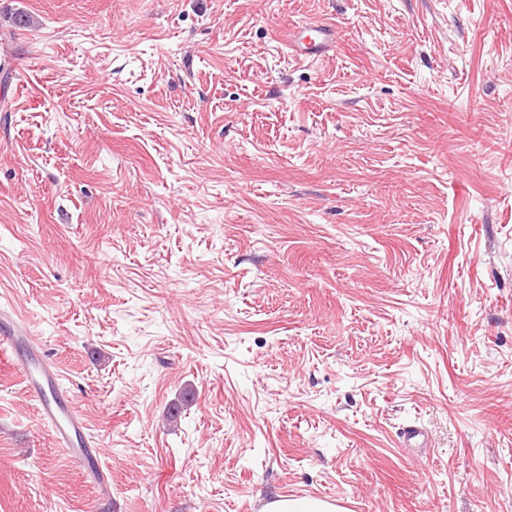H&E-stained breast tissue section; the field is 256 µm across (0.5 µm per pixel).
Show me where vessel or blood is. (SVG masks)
<instances>
[{"label": "vessel or blood", "mask_w": 512, "mask_h": 512, "mask_svg": "<svg viewBox=\"0 0 512 512\" xmlns=\"http://www.w3.org/2000/svg\"><path fill=\"white\" fill-rule=\"evenodd\" d=\"M333 43V31L322 23L290 29L285 41L287 48L303 59L327 53ZM0 358L18 366L37 416L51 431L58 447L68 452L82 472L94 477L98 488H105L98 450L61 383L60 372L44 358L41 345L12 311H0Z\"/></svg>", "instance_id": "vessel-or-blood-1"}]
</instances>
